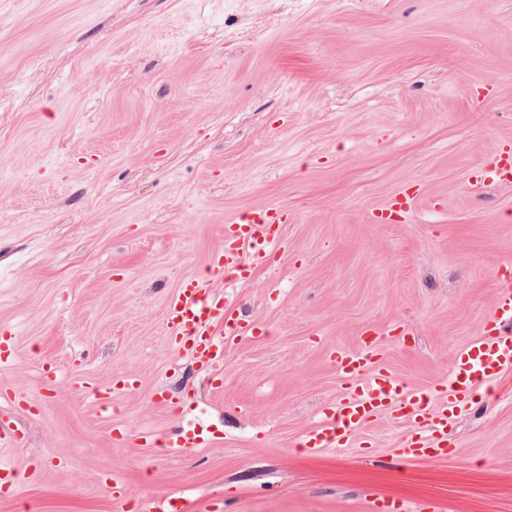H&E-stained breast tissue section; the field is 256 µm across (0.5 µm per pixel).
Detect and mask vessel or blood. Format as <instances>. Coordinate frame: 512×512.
<instances>
[{
  "instance_id": "b4317fda",
  "label": "vessel or blood",
  "mask_w": 512,
  "mask_h": 512,
  "mask_svg": "<svg viewBox=\"0 0 512 512\" xmlns=\"http://www.w3.org/2000/svg\"><path fill=\"white\" fill-rule=\"evenodd\" d=\"M281 220L273 209L256 212L247 223L232 222L224 228V242L215 254L217 272L238 275L241 253L250 250L255 263H265L279 251L274 229ZM167 327L178 351L206 373L217 374L228 345L255 337V324L236 320L222 299L207 292L198 279L185 280L167 302ZM336 364L353 386L336 406L324 410L321 419L300 442L304 452L315 456L325 449L345 445L362 427L386 410L401 406L426 438L402 448L403 458L437 457L445 452L448 422L469 394L492 376L512 371V288L499 289L496 305L482 325L479 336L457 353L443 396L410 390L390 370L379 364L373 345L358 350L342 349ZM211 442L208 428L198 420L181 421L175 438L164 442L166 455L177 457Z\"/></svg>"
}]
</instances>
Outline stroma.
Listing matches in <instances>:
<instances>
[{
	"label": "stroma",
	"instance_id": "obj_1",
	"mask_svg": "<svg viewBox=\"0 0 512 512\" xmlns=\"http://www.w3.org/2000/svg\"><path fill=\"white\" fill-rule=\"evenodd\" d=\"M511 152L512 0H0V512H512V372L444 458L393 465L419 435L397 409L297 447L349 388L337 348L375 338L441 393L512 259V186L481 180ZM255 208L282 248L225 280L224 226ZM190 278L260 329L215 385L168 335ZM115 377L134 389L101 404ZM193 405L210 447L136 444Z\"/></svg>",
	"mask_w": 512,
	"mask_h": 512
}]
</instances>
